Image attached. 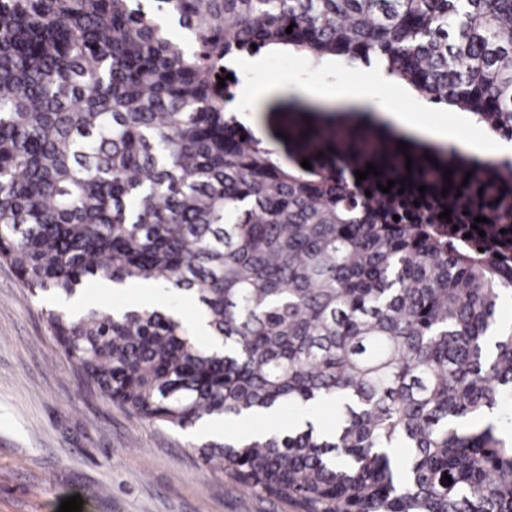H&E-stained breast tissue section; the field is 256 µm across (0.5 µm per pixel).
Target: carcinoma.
I'll return each mask as SVG.
<instances>
[{
    "label": "carcinoma",
    "mask_w": 512,
    "mask_h": 512,
    "mask_svg": "<svg viewBox=\"0 0 512 512\" xmlns=\"http://www.w3.org/2000/svg\"><path fill=\"white\" fill-rule=\"evenodd\" d=\"M165 4L186 37L140 0H0V261L37 296L93 279L190 295L220 348L158 305L47 320L138 419L298 408L303 428L200 447L237 487L297 512H512V265L283 164L217 80L267 47L377 55L512 124V0ZM320 403L330 433L307 420Z\"/></svg>",
    "instance_id": "obj_1"
}]
</instances>
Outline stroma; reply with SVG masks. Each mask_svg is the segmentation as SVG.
<instances>
[{
  "label": "stroma",
  "mask_w": 512,
  "mask_h": 512,
  "mask_svg": "<svg viewBox=\"0 0 512 512\" xmlns=\"http://www.w3.org/2000/svg\"><path fill=\"white\" fill-rule=\"evenodd\" d=\"M240 74L278 78L244 120L287 164L304 149L301 131L322 123L305 111L303 87L315 77L329 87L360 78L282 52L265 56L262 73ZM74 495L82 512H293L213 473L186 432L140 420L83 382L45 304L0 262V512H58Z\"/></svg>",
  "instance_id": "stroma-1"
}]
</instances>
